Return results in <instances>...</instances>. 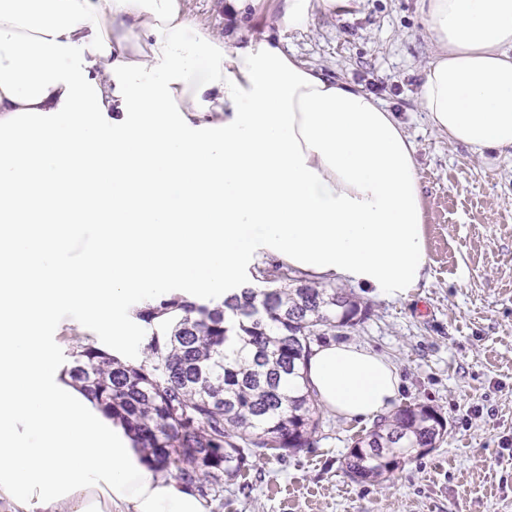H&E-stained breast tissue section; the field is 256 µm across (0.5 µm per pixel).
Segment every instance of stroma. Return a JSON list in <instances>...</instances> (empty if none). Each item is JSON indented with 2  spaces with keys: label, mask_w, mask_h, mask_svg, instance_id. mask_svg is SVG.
<instances>
[{
  "label": "stroma",
  "mask_w": 512,
  "mask_h": 512,
  "mask_svg": "<svg viewBox=\"0 0 512 512\" xmlns=\"http://www.w3.org/2000/svg\"><path fill=\"white\" fill-rule=\"evenodd\" d=\"M183 5L213 35L232 27L226 0ZM283 39L327 79L373 95L413 144L428 276L396 299L352 287L369 316L332 341L387 357L401 376L397 407H434L446 432L390 478L361 483L343 473L342 462L372 424L326 412L309 448L254 460L248 487L230 486L209 510L512 512V153L475 155L430 124L419 89L434 47L420 0H358Z\"/></svg>",
  "instance_id": "35a3bbf8"
}]
</instances>
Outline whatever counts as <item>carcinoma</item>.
<instances>
[{
	"label": "carcinoma",
	"instance_id": "1",
	"mask_svg": "<svg viewBox=\"0 0 512 512\" xmlns=\"http://www.w3.org/2000/svg\"><path fill=\"white\" fill-rule=\"evenodd\" d=\"M367 316L352 293L275 264L221 304L174 297L142 310L151 329L145 360L84 344L71 353L69 374L134 435L150 468L221 501L224 486L247 480L251 458L282 459L312 444L322 411L307 360ZM445 431L433 407L406 406L357 436L343 471L357 482L389 477Z\"/></svg>",
	"mask_w": 512,
	"mask_h": 512
}]
</instances>
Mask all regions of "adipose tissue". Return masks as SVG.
Wrapping results in <instances>:
<instances>
[{"label":"adipose tissue","mask_w":512,"mask_h":512,"mask_svg":"<svg viewBox=\"0 0 512 512\" xmlns=\"http://www.w3.org/2000/svg\"><path fill=\"white\" fill-rule=\"evenodd\" d=\"M350 0H280L238 46L181 0H0V501L8 512H208L76 386L54 330L140 349V310L222 303L274 261L406 296L427 277L414 150L395 114L289 54L283 31ZM420 104L448 141L512 151V0H422ZM63 221L57 235L49 224ZM90 246L75 252V243ZM324 408L400 393L384 355L314 348Z\"/></svg>","instance_id":"ef3b65f1"}]
</instances>
